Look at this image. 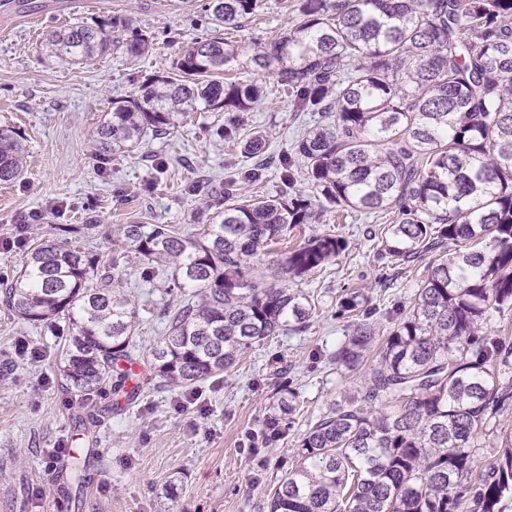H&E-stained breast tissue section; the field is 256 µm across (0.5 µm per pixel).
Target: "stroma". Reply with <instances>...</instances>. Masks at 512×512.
Listing matches in <instances>:
<instances>
[{
  "mask_svg": "<svg viewBox=\"0 0 512 512\" xmlns=\"http://www.w3.org/2000/svg\"><path fill=\"white\" fill-rule=\"evenodd\" d=\"M203 2L111 0L97 9L89 0H0V124L19 132L26 156L22 176L0 184V238L20 232L26 239L23 249L0 248V274L20 270L29 249L48 241L98 255L116 291L139 312L132 362L141 384L134 399L111 393L95 407L79 406L60 376L65 339L58 327L28 323L0 304V512H264L269 488L295 463L306 430L364 384L366 368L349 371L331 360L353 329L338 313L341 296L362 289L368 320L382 334L413 305L425 261L398 266L377 254L381 232L397 214L319 208L286 246L251 260L254 276L269 285L282 248L325 233L345 242L330 263L286 280L314 307L308 327L268 337L199 383L200 405L176 409L185 392L155 378L149 351L165 334L163 311L181 294L162 273L144 277L142 263L114 241L113 230L208 223L207 199L190 185L220 188L251 166L243 152L253 135L262 137L261 155L270 164L244 189L258 198L276 195L277 158L290 155L318 118L295 111L291 94L271 75L245 68L236 78L263 84L267 99L241 125L232 126V114L205 109L166 133L147 131L133 153L106 161L96 155L94 133L113 98L168 71L179 49L205 33ZM75 21L106 25L110 54L85 67L51 57L46 34ZM292 25L276 0H264L255 17L224 37L266 44ZM134 30L153 40L145 57L125 52ZM81 224L88 232L67 234L68 226ZM21 340L36 345L41 359L15 357ZM286 389L297 393V408L283 435L266 439V419ZM251 433L256 442L248 441ZM61 443L65 452L53 456Z\"/></svg>",
  "mask_w": 512,
  "mask_h": 512,
  "instance_id": "stroma-1",
  "label": "stroma"
}]
</instances>
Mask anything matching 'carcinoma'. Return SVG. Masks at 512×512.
I'll return each instance as SVG.
<instances>
[{
	"mask_svg": "<svg viewBox=\"0 0 512 512\" xmlns=\"http://www.w3.org/2000/svg\"><path fill=\"white\" fill-rule=\"evenodd\" d=\"M295 13L276 41H224L262 0H205L212 33L182 47L169 71L112 99L97 128L100 153L139 147L145 129L165 132L202 108L251 112L263 86L228 73L244 67L288 88L299 112L321 119L295 141L309 195L248 197L237 181L214 191L211 221L190 232L168 224H120V241L145 274L168 270L170 287L193 295L165 314L151 348L156 376L191 388L235 365L270 336L306 328L312 304L299 290L264 286L247 258L309 224L315 206L395 212L380 253L403 266L432 249L413 307L385 336L354 323L332 360L370 368L359 396L336 404L304 434L295 466L267 495L268 512H501L512 497V446L477 470L474 440L512 405V345L481 334L490 310L512 308V0H281ZM48 51L87 64L112 48L101 25L73 22L46 35ZM150 37L131 32L138 58ZM24 146L0 125V183L22 175ZM325 234L283 253L284 275L302 276L340 254ZM368 298L349 291L340 314ZM0 302L32 324L64 321L59 361L66 389L91 401L123 387L114 365L132 359L138 311L112 291L94 255L56 243L27 256ZM391 404L390 413L373 411ZM293 401L266 422L283 434Z\"/></svg>",
	"mask_w": 512,
	"mask_h": 512,
	"instance_id": "cac0c4a2",
	"label": "carcinoma"
}]
</instances>
